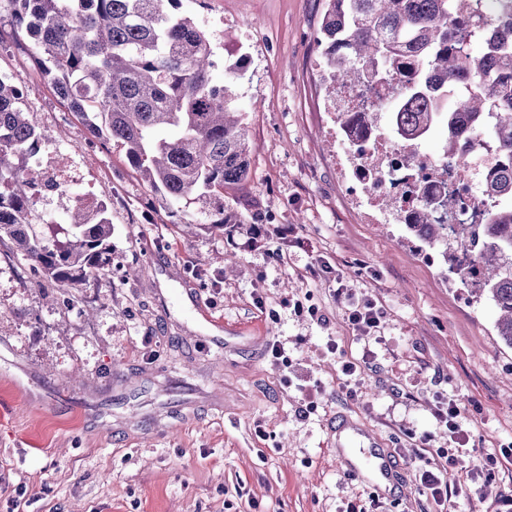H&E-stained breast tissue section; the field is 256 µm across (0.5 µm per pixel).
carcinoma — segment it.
Returning a JSON list of instances; mask_svg holds the SVG:
<instances>
[{
	"label": "carcinoma",
	"mask_w": 512,
	"mask_h": 512,
	"mask_svg": "<svg viewBox=\"0 0 512 512\" xmlns=\"http://www.w3.org/2000/svg\"><path fill=\"white\" fill-rule=\"evenodd\" d=\"M181 0H0L16 38L29 36L33 57L56 96L90 131L125 150L129 166L167 203L224 198L247 180L249 127L235 111L234 85L245 65L218 71L207 33L179 12ZM327 78L358 67L385 80L428 69L402 84L389 112L411 149L440 137L442 155L459 160L454 133L483 120L505 161L512 160V0H326L320 37ZM21 81L0 74V186L13 203L0 205V240L50 280L75 284L109 263L112 220L107 207L88 223L74 206L63 238L42 236L28 223L35 177L20 166L28 147L48 131L19 106ZM379 112L336 113L339 134L349 122L377 123ZM409 235L430 249L445 247L444 225L427 206ZM468 245L480 287L498 313L497 336L512 347V167L487 189L485 223Z\"/></svg>",
	"instance_id": "carcinoma-1"
}]
</instances>
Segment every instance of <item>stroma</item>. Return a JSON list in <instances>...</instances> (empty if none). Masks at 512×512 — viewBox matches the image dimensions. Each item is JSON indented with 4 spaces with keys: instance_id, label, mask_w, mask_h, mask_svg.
Wrapping results in <instances>:
<instances>
[{
    "instance_id": "1",
    "label": "stroma",
    "mask_w": 512,
    "mask_h": 512,
    "mask_svg": "<svg viewBox=\"0 0 512 512\" xmlns=\"http://www.w3.org/2000/svg\"><path fill=\"white\" fill-rule=\"evenodd\" d=\"M325 4L181 0L223 64L247 67L236 106L251 168L223 201L163 204L102 138L87 169L108 198L109 264L58 285L0 242V512H440L418 469L455 451L435 416L450 400L465 407L467 441L448 473L450 512H512V462L489 481L481 472L512 453V348L490 304L351 192L317 42ZM0 70L66 118L42 126L83 146L84 119L5 24ZM285 227L302 246L280 237ZM317 260L331 273L312 277ZM340 285L382 307L375 338L348 325ZM296 299L327 325L294 313ZM274 338L285 360L271 357ZM331 340L351 359L373 353L356 397ZM342 419L394 460L392 491L354 473L336 446Z\"/></svg>"
}]
</instances>
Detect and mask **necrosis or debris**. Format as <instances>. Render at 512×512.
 I'll list each match as a JSON object with an SVG mask.
<instances>
[{
    "mask_svg": "<svg viewBox=\"0 0 512 512\" xmlns=\"http://www.w3.org/2000/svg\"><path fill=\"white\" fill-rule=\"evenodd\" d=\"M400 79L385 82L363 74L351 75L336 88V109L340 112H378L393 100ZM456 142L460 162L429 153H417L413 164L401 162L408 149L386 127H354L347 135L346 146L354 152L353 181L361 191L364 205L375 212H396L401 224L412 222L422 206H432L438 222L448 227V246L455 258V269L465 287L479 284L478 266L473 253L463 244L470 225L483 221L479 206L485 195L490 173L501 160L490 148L486 132L465 123L458 127ZM66 139H52L36 145L20 157L22 166L33 168L39 189L28 205L29 221L50 223L49 206L70 186L80 191L73 201L90 216H97L105 197L99 186L86 179L83 159L61 164L59 157L69 151ZM385 155L387 162L375 166V155Z\"/></svg>",
    "mask_w": 512,
    "mask_h": 512,
    "instance_id": "4bbe7bcc",
    "label": "necrosis or debris"
}]
</instances>
